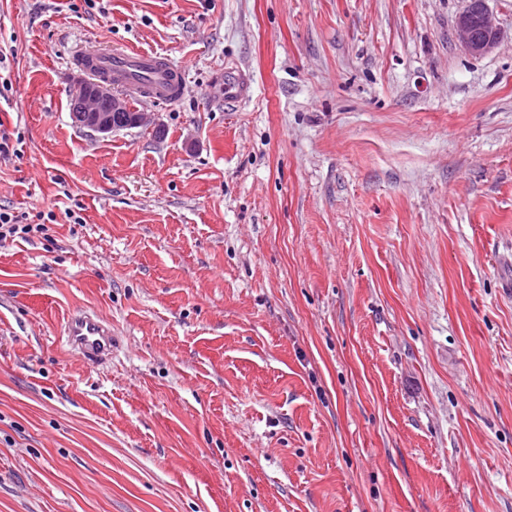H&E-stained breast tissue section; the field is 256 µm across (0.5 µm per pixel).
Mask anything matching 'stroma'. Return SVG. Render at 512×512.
Listing matches in <instances>:
<instances>
[{
	"label": "stroma",
	"mask_w": 512,
	"mask_h": 512,
	"mask_svg": "<svg viewBox=\"0 0 512 512\" xmlns=\"http://www.w3.org/2000/svg\"><path fill=\"white\" fill-rule=\"evenodd\" d=\"M466 6L0 0V512H512V0L480 57ZM115 46L186 92L102 136ZM249 86L240 72L224 73V104H233L248 95ZM75 88L80 92L70 101V112L75 124L102 135L127 127L148 123L145 112L129 114L124 102L114 93L112 81L107 78L76 77ZM17 219L7 210L0 208V240H6L8 237H20L33 232L35 228L31 224H16ZM67 343L78 350L90 366L112 353V331L94 314L80 312L67 323Z\"/></svg>",
	"instance_id": "obj_1"
}]
</instances>
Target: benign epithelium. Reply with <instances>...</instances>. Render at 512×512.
<instances>
[{"label": "benign epithelium", "instance_id": "obj_1", "mask_svg": "<svg viewBox=\"0 0 512 512\" xmlns=\"http://www.w3.org/2000/svg\"><path fill=\"white\" fill-rule=\"evenodd\" d=\"M456 34L464 48L474 56L490 52L498 43L499 30L486 0H468L466 10L458 17ZM79 93L70 101L75 124L102 135L149 122L145 112L128 113L124 102L114 93L107 78L76 77Z\"/></svg>", "mask_w": 512, "mask_h": 512}]
</instances>
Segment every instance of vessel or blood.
I'll use <instances>...</instances> for the list:
<instances>
[{
	"instance_id": "1",
	"label": "vessel or blood",
	"mask_w": 512,
	"mask_h": 512,
	"mask_svg": "<svg viewBox=\"0 0 512 512\" xmlns=\"http://www.w3.org/2000/svg\"><path fill=\"white\" fill-rule=\"evenodd\" d=\"M76 65L92 66L111 75L124 89L137 93L143 101L179 99L185 82L180 67L157 53L115 51L112 53H84L75 59ZM249 86L241 73L224 75V101L233 104L248 94ZM67 342L78 350L88 365L101 363L112 352V332L94 314L80 312L67 323Z\"/></svg>"
}]
</instances>
